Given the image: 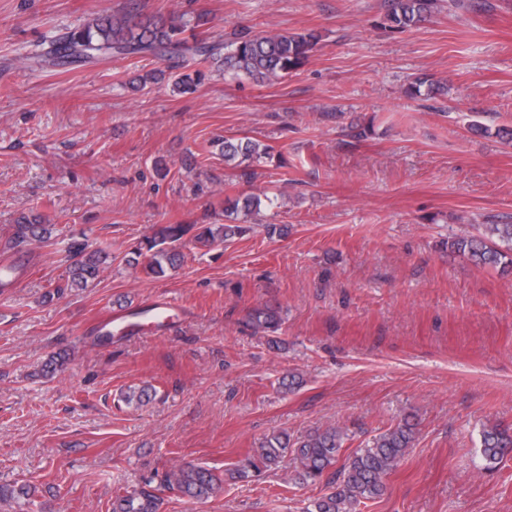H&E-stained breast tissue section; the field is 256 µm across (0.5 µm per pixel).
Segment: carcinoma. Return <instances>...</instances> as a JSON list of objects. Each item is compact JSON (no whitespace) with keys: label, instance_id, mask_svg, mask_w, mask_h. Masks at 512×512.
Here are the masks:
<instances>
[{"label":"carcinoma","instance_id":"cac0c4a2","mask_svg":"<svg viewBox=\"0 0 512 512\" xmlns=\"http://www.w3.org/2000/svg\"><path fill=\"white\" fill-rule=\"evenodd\" d=\"M135 0H129V11L118 15L99 13L89 21L69 28L46 46L26 56L30 63L68 68L114 57H146L160 60L194 59L200 64H214L233 76H245L265 84L281 79L298 69L317 45L319 35L313 31L251 34L236 33L230 39L216 41L197 31L205 25L198 20L189 23L180 16L167 18L133 12ZM436 0H390L389 21L398 28L416 27L428 21ZM203 73H178L174 89L187 93L201 81ZM221 152L224 162L236 167L252 166L269 149L253 141L226 138ZM261 200L255 195L235 200L230 210L248 216L260 209ZM53 227L41 223L38 216H23L16 225L15 246L44 242L51 237ZM242 224H164L137 248L133 266L148 275L160 277L175 268L184 258L182 249L188 242L213 244L230 241L246 233ZM450 249L466 255L477 267L512 269V224H486L484 231L474 235L456 236L448 242ZM69 252L74 258L70 266V287L86 288L104 270L109 253L104 248H90L73 243ZM251 327L258 332L273 331L278 326L276 312L268 307L257 308L250 316ZM415 426L406 420L375 439L373 445L348 456L339 474V483L321 496L309 501L303 512H360L365 500L383 494L385 479L398 467L412 447ZM348 434L340 426H328L306 435L290 438L286 433L273 434L237 464L234 475L246 481L257 478L276 466L284 454L294 455L298 466L292 480L298 484L322 479L326 470L336 464ZM481 453L492 469L505 455L512 453V432L498 425L484 428L481 433ZM218 477L205 467H178L141 487L119 496L113 512H158L159 491L176 489L191 499L203 500L212 493Z\"/></svg>","mask_w":512,"mask_h":512}]
</instances>
